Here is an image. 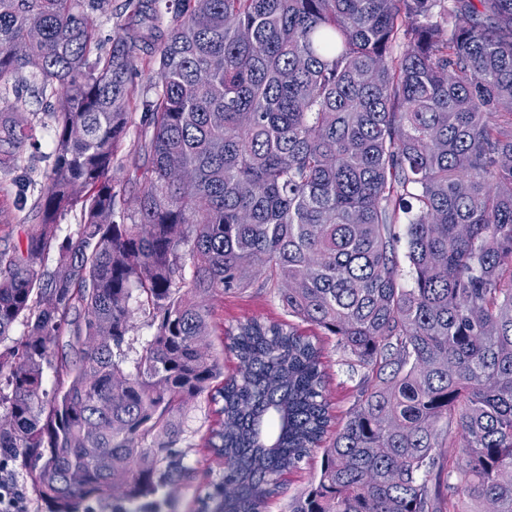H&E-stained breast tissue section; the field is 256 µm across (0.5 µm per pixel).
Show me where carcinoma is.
<instances>
[{
  "label": "carcinoma",
  "instance_id": "carcinoma-1",
  "mask_svg": "<svg viewBox=\"0 0 512 512\" xmlns=\"http://www.w3.org/2000/svg\"><path fill=\"white\" fill-rule=\"evenodd\" d=\"M124 9L106 52L112 0H0V83L49 99L0 109V168L54 133L40 223L0 248V448L49 512H159L204 394L220 471L200 512H267L316 448L292 512H512V0ZM137 110L143 167L122 155ZM257 280L362 371L329 443L322 350L294 326L239 324L240 369L211 390L206 299ZM137 311L154 333L128 371ZM112 182L116 189L121 190L125 195L129 210H134L135 199L142 190V185L134 180L132 170L125 166H114L112 168Z\"/></svg>",
  "mask_w": 512,
  "mask_h": 512
}]
</instances>
